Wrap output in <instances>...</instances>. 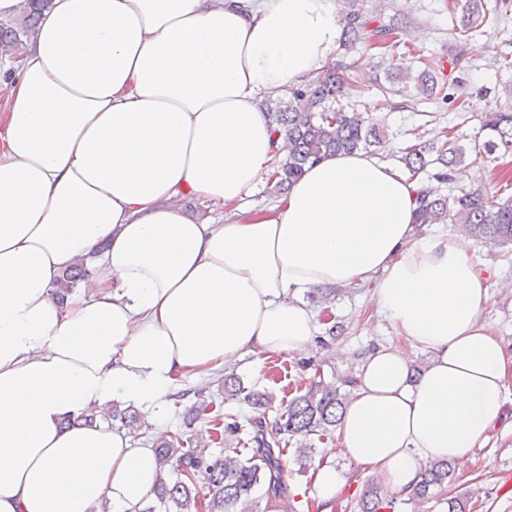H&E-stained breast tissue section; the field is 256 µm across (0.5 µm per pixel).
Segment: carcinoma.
I'll return each mask as SVG.
<instances>
[{
  "mask_svg": "<svg viewBox=\"0 0 512 512\" xmlns=\"http://www.w3.org/2000/svg\"><path fill=\"white\" fill-rule=\"evenodd\" d=\"M51 0H27L24 26L16 28L0 23V53L20 58L22 36L35 30V25ZM506 0H468L467 7L452 24L451 34L458 45L451 52L450 66L455 70L464 61L465 47L476 41L481 26L491 15L501 12ZM368 11L357 8L345 19L344 46L351 47L364 40L371 46L388 47L396 44L394 28L372 26ZM392 79L402 84L400 91L413 92L425 99H448L447 82L426 69L397 67ZM369 86L352 66L338 63L322 71L315 79L290 90L292 102L284 107L268 109L267 117L273 131L284 135L282 149L286 159L275 171L266 175L276 191H284L296 182L305 168L328 157L367 151L383 147L385 131L381 119L373 116L378 106L359 111L353 98L366 93ZM489 138L483 142L485 152L499 147L512 150V111L492 112L483 125ZM466 148L452 138L447 128L436 138L405 148L401 160L411 176L428 173L441 184L452 180L453 170L465 162ZM415 224H455L468 237L494 246L512 244V198L489 195L480 189L443 193L438 189H423L417 194ZM90 270L82 263L63 274L58 284L59 295L75 288ZM356 373L350 372L334 381L312 379L292 397L279 420L268 425L266 409L276 401L270 389L258 390L244 386L240 378L230 373L224 376V394L248 405L255 411L248 426L238 422L223 424L221 414L213 404L199 399L185 408L183 428L170 439L157 444L155 452L165 476L153 491L155 504L141 512H260L259 491L278 497L287 490L283 478V456L293 444L299 470L306 469L313 448L310 437L320 439L331 434L341 419L347 393L341 387L352 388ZM112 420L138 431L140 413L132 406L112 405ZM208 423L216 435L224 437V449L213 455L207 452L203 436L196 424ZM451 463L431 462L421 481L407 493V502L418 506L427 502L434 491L448 484ZM206 486V501L200 500V487ZM398 498L371 482L360 499V512H397Z\"/></svg>",
  "mask_w": 512,
  "mask_h": 512,
  "instance_id": "obj_1",
  "label": "carcinoma"
}]
</instances>
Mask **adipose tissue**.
<instances>
[{
  "label": "adipose tissue",
  "instance_id": "obj_1",
  "mask_svg": "<svg viewBox=\"0 0 512 512\" xmlns=\"http://www.w3.org/2000/svg\"><path fill=\"white\" fill-rule=\"evenodd\" d=\"M340 24L334 0H52L0 63V512H139L154 449L64 418L120 398L156 423L178 379L308 351L299 295L318 288L373 282L402 339L364 356L338 426L385 490L466 465L500 424L512 349L481 319L487 278L467 241L417 233L393 166L330 157L224 219L280 160L257 96L320 69ZM189 194L210 221L186 218ZM82 260L91 277L58 300Z\"/></svg>",
  "mask_w": 512,
  "mask_h": 512
}]
</instances>
